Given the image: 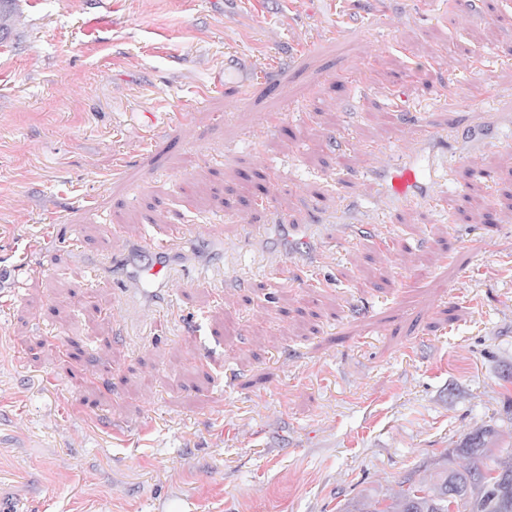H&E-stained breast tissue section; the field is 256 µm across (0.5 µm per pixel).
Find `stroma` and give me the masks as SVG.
I'll return each mask as SVG.
<instances>
[{"instance_id": "1", "label": "stroma", "mask_w": 512, "mask_h": 512, "mask_svg": "<svg viewBox=\"0 0 512 512\" xmlns=\"http://www.w3.org/2000/svg\"><path fill=\"white\" fill-rule=\"evenodd\" d=\"M494 2L495 20L485 0H17L0 512H348L476 430L512 447V0ZM403 161L426 202L380 193ZM262 172L266 206L245 184ZM317 199L332 212L266 221ZM175 225L167 287L97 279Z\"/></svg>"}]
</instances>
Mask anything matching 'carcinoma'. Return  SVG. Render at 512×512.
Segmentation results:
<instances>
[{
    "mask_svg": "<svg viewBox=\"0 0 512 512\" xmlns=\"http://www.w3.org/2000/svg\"><path fill=\"white\" fill-rule=\"evenodd\" d=\"M466 463L460 467L448 461L440 465L429 481L418 485L419 495L401 489L385 505L362 503L348 512H448L449 497L460 502L459 512H512V448L496 447V432L484 429L468 434L455 449ZM484 471L490 486L481 497L467 495L473 473Z\"/></svg>",
    "mask_w": 512,
    "mask_h": 512,
    "instance_id": "carcinoma-1",
    "label": "carcinoma"
}]
</instances>
